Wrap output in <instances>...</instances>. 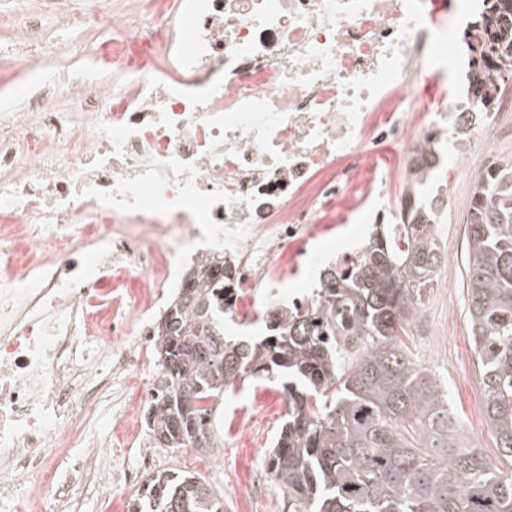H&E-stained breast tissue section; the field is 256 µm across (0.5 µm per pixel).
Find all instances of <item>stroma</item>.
<instances>
[{
    "label": "stroma",
    "instance_id": "stroma-1",
    "mask_svg": "<svg viewBox=\"0 0 512 512\" xmlns=\"http://www.w3.org/2000/svg\"><path fill=\"white\" fill-rule=\"evenodd\" d=\"M129 0H0V50L11 44L30 18H37L33 36L37 48L56 44L60 53H45L38 80L56 85L49 100L59 112L75 111L66 83L85 70L90 53L99 45L120 39L111 17ZM476 173H447L441 179L448 205L438 237L445 255L438 269L446 287L432 286L422 294V313L431 329L411 328L408 345L418 368L435 376L448 393L466 429L483 452L501 468L512 461L500 458L483 420V393L469 379L476 358L466 317L467 242L460 226L473 193ZM288 408L278 388L262 381L235 382L212 420L223 446L217 455L194 448H161L154 456L156 470L194 472L224 494V512H286L284 496L271 481L267 453Z\"/></svg>",
    "mask_w": 512,
    "mask_h": 512
}]
</instances>
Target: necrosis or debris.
<instances>
[{
    "label": "necrosis or debris",
    "mask_w": 512,
    "mask_h": 512,
    "mask_svg": "<svg viewBox=\"0 0 512 512\" xmlns=\"http://www.w3.org/2000/svg\"><path fill=\"white\" fill-rule=\"evenodd\" d=\"M484 8L447 0H169L113 16L126 90L78 79L74 112L37 90L0 113V512H79L70 482L108 494L139 472L87 431L113 383L153 342L149 311L185 261L223 251L245 294L280 299L308 243L362 215L392 224L393 172L465 137L452 167L494 154L499 112L472 115L456 86L436 103L440 47ZM71 449L67 479L56 457ZM28 484L26 495L17 488Z\"/></svg>",
    "instance_id": "4bbe7bcc"
}]
</instances>
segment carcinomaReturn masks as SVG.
<instances>
[{
  "instance_id": "obj_1",
  "label": "carcinoma",
  "mask_w": 512,
  "mask_h": 512,
  "mask_svg": "<svg viewBox=\"0 0 512 512\" xmlns=\"http://www.w3.org/2000/svg\"><path fill=\"white\" fill-rule=\"evenodd\" d=\"M467 33L469 89L496 108L512 76V0H485ZM439 160L418 163L403 221L341 268L321 271L306 307H266L267 335H224L233 269L211 256L185 276L155 327L145 413L151 448L222 447L209 403L236 381L276 383L288 413L269 453L287 512H512V469L484 454L404 341L443 261L440 197L423 192ZM467 319L485 421L512 459V163L487 168L466 213ZM129 512H224V496L185 471H159Z\"/></svg>"
}]
</instances>
